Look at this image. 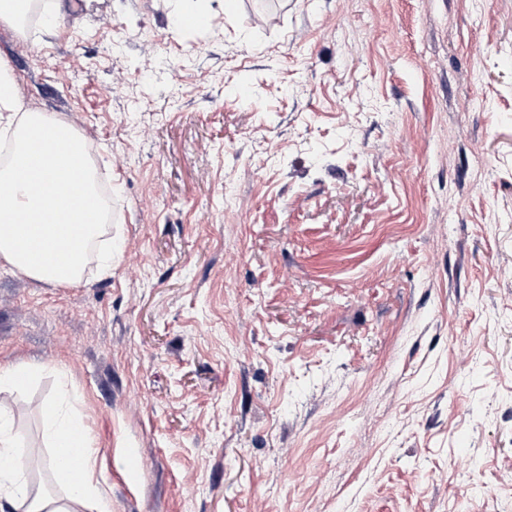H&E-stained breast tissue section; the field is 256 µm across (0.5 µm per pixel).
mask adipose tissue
Here are the masks:
<instances>
[{
    "mask_svg": "<svg viewBox=\"0 0 512 512\" xmlns=\"http://www.w3.org/2000/svg\"><path fill=\"white\" fill-rule=\"evenodd\" d=\"M0 136L13 139L17 157L33 163L35 169L34 176L27 180L19 179L14 169L0 170V261L39 281L79 284L90 244L102 233L101 208L85 144L69 124L23 110L15 82L1 63ZM65 181L83 187L82 196L64 198L66 205L85 214L76 234L49 223L43 211L44 203L61 196ZM58 240L67 241L75 256L69 266L34 262V249H48ZM29 376L30 369L25 365H0V507L9 506L12 512H110L109 493L97 478V457L91 442H84L72 461L77 476L66 482L65 495L32 493L18 474L13 424L4 398ZM41 414L44 434L52 448L66 447L81 431L63 402H46Z\"/></svg>",
    "mask_w": 512,
    "mask_h": 512,
    "instance_id": "ef3b65f1",
    "label": "adipose tissue"
}]
</instances>
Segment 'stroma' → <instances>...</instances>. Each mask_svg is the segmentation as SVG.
<instances>
[{
  "label": "stroma",
  "instance_id": "stroma-1",
  "mask_svg": "<svg viewBox=\"0 0 512 512\" xmlns=\"http://www.w3.org/2000/svg\"><path fill=\"white\" fill-rule=\"evenodd\" d=\"M46 4L112 264L0 262L24 478L62 399L112 512H512V0Z\"/></svg>",
  "mask_w": 512,
  "mask_h": 512
}]
</instances>
